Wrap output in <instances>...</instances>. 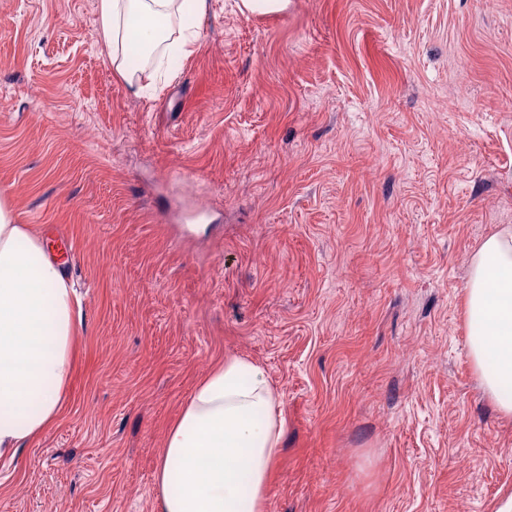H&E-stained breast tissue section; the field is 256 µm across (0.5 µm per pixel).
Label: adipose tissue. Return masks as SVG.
<instances>
[{
    "label": "adipose tissue",
    "mask_w": 512,
    "mask_h": 512,
    "mask_svg": "<svg viewBox=\"0 0 512 512\" xmlns=\"http://www.w3.org/2000/svg\"><path fill=\"white\" fill-rule=\"evenodd\" d=\"M207 0H98L99 38L133 95L151 54H191ZM136 36L145 53L129 56ZM469 348L486 393L512 416V229L487 237L466 288ZM80 299L43 240L0 204V457L59 417L73 372ZM280 399L261 366L226 358L169 429L154 472L159 512H269L281 452Z\"/></svg>",
    "instance_id": "ef3b65f1"
}]
</instances>
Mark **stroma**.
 I'll use <instances>...</instances> for the list:
<instances>
[{
	"instance_id": "35a3bbf8",
	"label": "stroma",
	"mask_w": 512,
	"mask_h": 512,
	"mask_svg": "<svg viewBox=\"0 0 512 512\" xmlns=\"http://www.w3.org/2000/svg\"><path fill=\"white\" fill-rule=\"evenodd\" d=\"M0 203L81 300L0 512H157L166 434L228 356L280 395L270 512H512L465 316L512 226V0H207L139 96L96 0H0ZM239 10L243 14H269L285 11L288 0H240Z\"/></svg>"
}]
</instances>
